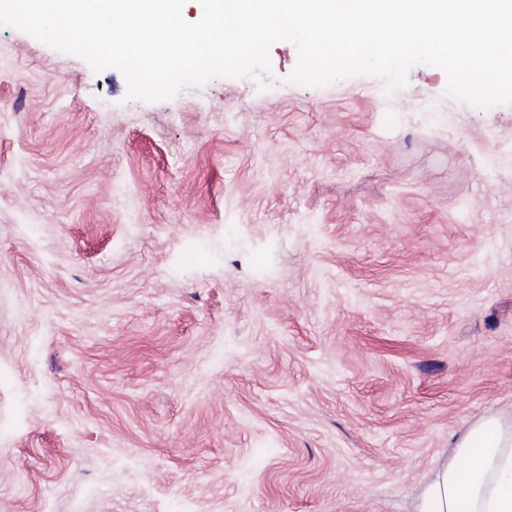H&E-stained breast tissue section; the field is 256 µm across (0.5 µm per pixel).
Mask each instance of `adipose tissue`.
<instances>
[{"label": "adipose tissue", "mask_w": 512, "mask_h": 512, "mask_svg": "<svg viewBox=\"0 0 512 512\" xmlns=\"http://www.w3.org/2000/svg\"><path fill=\"white\" fill-rule=\"evenodd\" d=\"M431 474L418 512H512V422L489 415L453 443Z\"/></svg>", "instance_id": "1"}]
</instances>
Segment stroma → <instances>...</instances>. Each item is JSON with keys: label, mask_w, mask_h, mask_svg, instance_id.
Returning <instances> with one entry per match:
<instances>
[{"label": "stroma", "mask_w": 512, "mask_h": 512, "mask_svg": "<svg viewBox=\"0 0 512 512\" xmlns=\"http://www.w3.org/2000/svg\"><path fill=\"white\" fill-rule=\"evenodd\" d=\"M269 55L129 101L0 24V512H417L512 421V105Z\"/></svg>", "instance_id": "35a3bbf8"}]
</instances>
